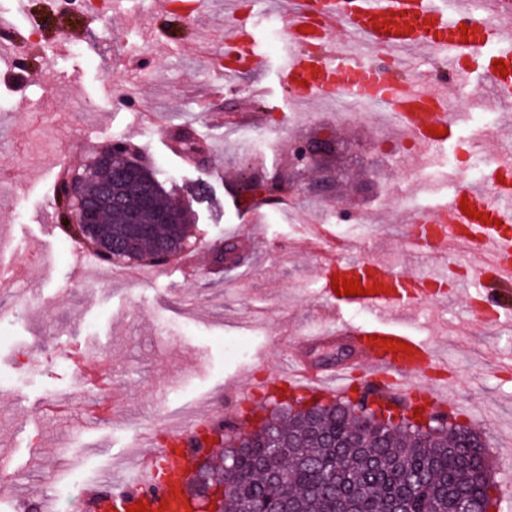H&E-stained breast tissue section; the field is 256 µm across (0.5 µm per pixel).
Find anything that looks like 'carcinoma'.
<instances>
[{"label": "carcinoma", "instance_id": "1", "mask_svg": "<svg viewBox=\"0 0 512 512\" xmlns=\"http://www.w3.org/2000/svg\"><path fill=\"white\" fill-rule=\"evenodd\" d=\"M142 183L157 207L176 213L179 224H154L151 234L128 241L119 214L101 208L100 232L123 244L115 259L142 260L161 242L179 244L190 233V210L167 203L156 171L144 167ZM271 402L264 430L245 448L236 445V426L227 427L224 467L199 475L194 492L224 481V512H501L498 487L490 480L482 436L443 415L424 432L407 419L376 423L348 397L297 408Z\"/></svg>", "mask_w": 512, "mask_h": 512}]
</instances>
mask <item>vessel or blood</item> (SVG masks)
Returning a JSON list of instances; mask_svg holds the SVG:
<instances>
[{"label":"vessel or blood","mask_w":512,"mask_h":512,"mask_svg":"<svg viewBox=\"0 0 512 512\" xmlns=\"http://www.w3.org/2000/svg\"><path fill=\"white\" fill-rule=\"evenodd\" d=\"M472 0H281L286 22L285 55L277 69L281 86L289 88L302 102L327 95L367 104L384 103L395 109L394 119L403 132L421 147L438 144L430 127L453 131L456 117L441 112V96L416 89L391 77L376 66L361 65L352 50L329 40V30L348 26L370 47L390 56L407 49L438 54L445 62L449 80L462 82L470 75V64L489 45H496V59L512 67V0H489L484 18L473 16ZM468 34H461V26ZM26 38L9 23L0 24V56L16 63ZM227 57L247 62L252 70L264 71L268 60L258 48V40L243 29L224 36ZM494 171L502 175L492 196H479L469 185H460L446 211L412 216L421 227V237L431 252L447 250V228H454L459 243L479 254L462 284L471 299L490 301L496 314L490 325L512 323V303L501 295L512 284V162L499 160ZM477 210L465 215L461 201ZM351 278L362 287L381 286V293L336 296L334 278ZM323 297L332 299L337 309L360 308L373 312L375 323L357 327L340 322L338 327L317 328L306 334L311 344H321L341 335L367 359L365 386L391 391L396 402L406 406L424 403L444 412L447 398L431 388L428 372L437 361L434 347L398 328L395 318L421 300L435 299V291L422 288L419 278L375 260L347 261L337 256L326 259L322 272ZM403 341L404 350L392 351L390 341ZM294 371L288 378L272 383L275 390L301 394L335 396L348 380L354 361L316 370L300 357L292 359ZM224 417L215 407L183 428L179 451L163 449L153 453L148 463L135 469L131 478L94 483L84 492L86 512H128L130 506L144 504L147 512H195L196 501L187 487L186 462L195 451L196 431L223 427Z\"/></svg>","instance_id":"vessel-or-blood-1"}]
</instances>
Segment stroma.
<instances>
[{"label": "stroma", "instance_id": "stroma-1", "mask_svg": "<svg viewBox=\"0 0 512 512\" xmlns=\"http://www.w3.org/2000/svg\"><path fill=\"white\" fill-rule=\"evenodd\" d=\"M57 18L53 0H0V18L31 29L17 69L0 60V263L23 274L0 291V512H39L40 496L59 488L76 462L97 473L132 449L151 454L183 408L214 406L250 426L265 413L267 392L240 394L288 367L294 342L335 317L363 326V310L336 312L319 296L327 250L309 225H325L345 257H374L424 276L463 263L410 248L394 211L447 206L448 158L475 134L459 123L456 139L426 161L403 155L389 124L356 119L337 126L336 109L293 102L274 70L224 75L221 0H100ZM269 58L281 49L277 0H258L247 19ZM68 41L65 53L55 46ZM36 70L38 82L15 77ZM267 86L269 97L255 94ZM487 156L512 153L497 128L512 106L484 95ZM201 155L184 153L181 131ZM317 137L344 144L340 200L314 194L306 178L283 200L250 201L237 189L249 178L287 174L296 147ZM122 140L135 147L191 210L195 227L181 259L163 266L136 260L109 268L81 263L58 229L53 194L68 167L92 149ZM373 233H366L368 218ZM235 239L239 264L218 267L213 251ZM461 298L418 305L401 330L432 343L452 368L461 424L485 436L491 479L512 493V325L473 332ZM243 341L238 355L226 338ZM111 370L110 392L78 379L68 356Z\"/></svg>", "mask_w": 512, "mask_h": 512}]
</instances>
